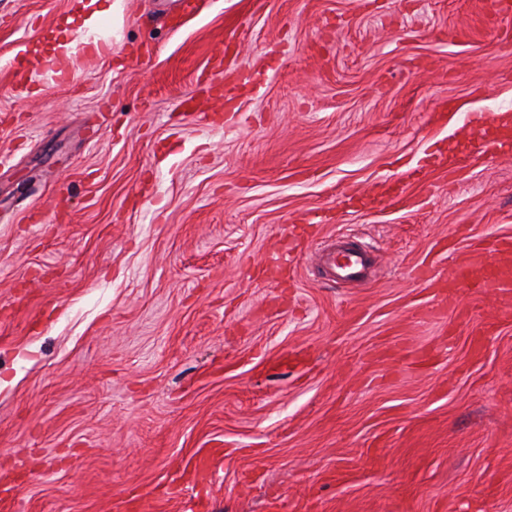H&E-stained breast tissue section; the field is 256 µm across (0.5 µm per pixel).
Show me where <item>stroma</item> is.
<instances>
[{
	"instance_id": "1",
	"label": "stroma",
	"mask_w": 512,
	"mask_h": 512,
	"mask_svg": "<svg viewBox=\"0 0 512 512\" xmlns=\"http://www.w3.org/2000/svg\"><path fill=\"white\" fill-rule=\"evenodd\" d=\"M97 7L0 0L11 512H512V294L461 288L442 317L418 279L512 238V125L483 153L468 122L512 115V18ZM63 39L75 53L47 63ZM220 54L256 81L210 84ZM400 176L405 208L378 196ZM339 233L372 247L366 282L314 278Z\"/></svg>"
}]
</instances>
